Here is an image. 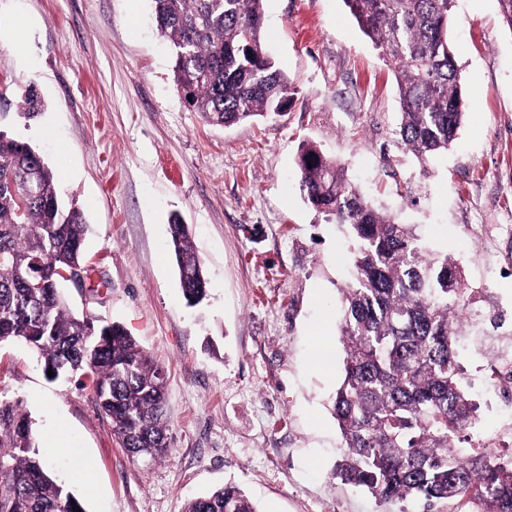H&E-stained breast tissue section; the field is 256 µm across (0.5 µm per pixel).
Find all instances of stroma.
<instances>
[{
    "instance_id": "35a3bbf8",
    "label": "stroma",
    "mask_w": 512,
    "mask_h": 512,
    "mask_svg": "<svg viewBox=\"0 0 512 512\" xmlns=\"http://www.w3.org/2000/svg\"><path fill=\"white\" fill-rule=\"evenodd\" d=\"M264 28L293 91L287 112L213 126L176 90L152 0H0V127L42 154L91 226L86 263L101 288L67 289L70 307L121 324L167 374L170 451L137 463L86 376L49 379L23 343H0V398L21 401L41 454L86 512H183L228 482L261 512H399L333 475L343 453L331 413L344 357L336 332L354 242L305 201L304 142L457 260L471 302L512 331V30L497 0L452 2L466 114L447 154L427 163L397 144L394 65L344 0H265ZM175 214L207 281L196 306L169 247ZM496 351L479 322L457 344L491 433L512 419L486 389Z\"/></svg>"
}]
</instances>
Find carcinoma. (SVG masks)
<instances>
[{
	"mask_svg": "<svg viewBox=\"0 0 512 512\" xmlns=\"http://www.w3.org/2000/svg\"><path fill=\"white\" fill-rule=\"evenodd\" d=\"M170 42L178 92L212 124L280 116L287 76L268 56L264 0H153ZM362 33L394 64L398 143L421 161L448 151L462 126L464 89L448 40L452 0H344ZM297 165L306 198L326 220L349 227L351 281L337 326L343 375L332 401L343 459L336 476L381 501L418 512H512V454L456 450L480 425L464 386L456 342L468 321L456 260L429 250L411 225L375 209L345 166L315 146ZM83 212L65 208L57 177L30 144L0 130V343L21 341L54 377L88 375L98 409L134 461L168 451L165 372L116 323L77 317L62 272L83 265ZM170 246L187 304L207 294L188 226L170 224ZM0 512H86L39 453L31 416L0 400ZM185 512H260L226 484Z\"/></svg>",
	"mask_w": 512,
	"mask_h": 512,
	"instance_id": "cac0c4a2",
	"label": "carcinoma"
}]
</instances>
